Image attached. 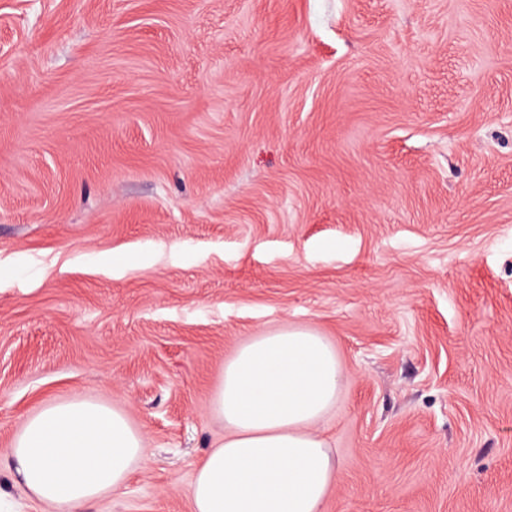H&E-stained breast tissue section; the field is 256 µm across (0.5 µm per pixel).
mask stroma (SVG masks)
<instances>
[{"label":"stroma","mask_w":512,"mask_h":512,"mask_svg":"<svg viewBox=\"0 0 512 512\" xmlns=\"http://www.w3.org/2000/svg\"><path fill=\"white\" fill-rule=\"evenodd\" d=\"M283 323L346 371L322 512H512V0H0V512L76 395L147 441L89 512H192Z\"/></svg>","instance_id":"obj_1"}]
</instances>
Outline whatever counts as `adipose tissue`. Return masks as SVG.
Wrapping results in <instances>:
<instances>
[{
  "mask_svg": "<svg viewBox=\"0 0 512 512\" xmlns=\"http://www.w3.org/2000/svg\"><path fill=\"white\" fill-rule=\"evenodd\" d=\"M342 382L334 347L311 326H278L239 346L213 397L224 437L195 469L193 512H321L339 467L318 427ZM10 456L20 485L52 512H86L145 461L127 416L80 396L26 417Z\"/></svg>",
  "mask_w": 512,
  "mask_h": 512,
  "instance_id": "obj_1",
  "label": "adipose tissue"
}]
</instances>
